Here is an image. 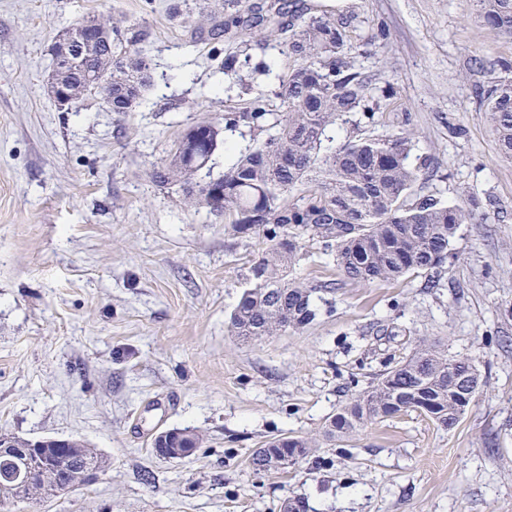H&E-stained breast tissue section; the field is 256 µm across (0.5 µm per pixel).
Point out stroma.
Returning a JSON list of instances; mask_svg holds the SVG:
<instances>
[{
	"label": "stroma",
	"instance_id": "35a3bbf8",
	"mask_svg": "<svg viewBox=\"0 0 512 512\" xmlns=\"http://www.w3.org/2000/svg\"><path fill=\"white\" fill-rule=\"evenodd\" d=\"M0 0V431L77 438L108 461L91 486L0 512H512V160L482 111L477 60L512 58V40L480 24L468 0H308L354 8L358 67L377 90L394 80L382 122L408 120L430 172L415 186L467 206L444 286L419 276L341 281L315 242L305 283H338L331 314L300 330L243 341L229 317L257 240L185 204L151 174L187 126L241 107L215 91L208 46L185 49L172 0ZM125 17L151 32L154 82L132 112L87 96L77 112L48 92L50 47L68 22ZM386 40L372 42L378 29ZM224 54L294 61L253 33ZM427 340L470 358L486 385L445 430L411 412L344 441L323 422L355 383ZM189 429L192 455L165 459L153 439ZM279 435L319 439L318 457L254 472Z\"/></svg>",
	"mask_w": 512,
	"mask_h": 512
}]
</instances>
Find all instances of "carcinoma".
Listing matches in <instances>:
<instances>
[{
    "label": "carcinoma",
    "mask_w": 512,
    "mask_h": 512,
    "mask_svg": "<svg viewBox=\"0 0 512 512\" xmlns=\"http://www.w3.org/2000/svg\"><path fill=\"white\" fill-rule=\"evenodd\" d=\"M483 24L512 38V0H472ZM186 16L185 47L212 45L218 72L243 82L242 71L270 75L271 64L250 56L220 57L224 36L254 29L275 35L297 65L276 75L268 94L245 84L242 108L224 110L214 121L186 127L154 182L176 186L192 205L224 218V231L262 240L261 255L247 267L243 288L230 315V328L245 339L298 331L323 315L315 294L333 292L295 276L304 242L319 244L322 256L343 279L374 283L408 275L425 277L435 288L452 257L450 245L464 224L487 219L486 204L464 209L414 191L426 164L412 161L415 142L402 126L378 134L385 111L370 80L349 57L357 15L314 10L295 0H195ZM149 30L136 22L81 18L70 22L52 47L48 84L56 100L73 105L87 95L112 100V111L132 112L151 86L153 67L144 46ZM494 74L483 91L484 112L501 152L512 157V61L478 62ZM359 133L334 145L338 123ZM230 134L248 141L238 158L217 176L209 162ZM483 383L471 359L448 358L421 341L413 353L375 375L325 421L324 436L339 440L368 423L416 412L445 429L467 413ZM0 447V505L41 501L85 485L86 464L101 470L106 459L76 442L45 444L34 464L31 440L12 436ZM319 444L307 437L279 436L256 449L257 470H277L280 460H304Z\"/></svg>",
    "instance_id": "carcinoma-1"
}]
</instances>
